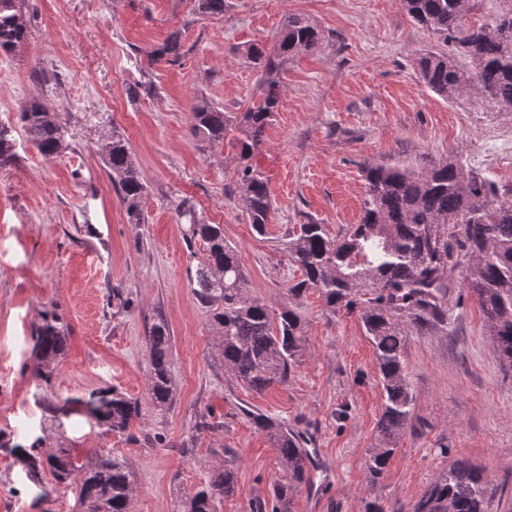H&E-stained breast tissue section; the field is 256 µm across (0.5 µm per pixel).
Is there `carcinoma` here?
Segmentation results:
<instances>
[{"label": "carcinoma", "mask_w": 512, "mask_h": 512, "mask_svg": "<svg viewBox=\"0 0 512 512\" xmlns=\"http://www.w3.org/2000/svg\"><path fill=\"white\" fill-rule=\"evenodd\" d=\"M462 0H401L413 21L454 43L455 54L429 50L417 59L424 87L451 99L470 84L478 93L512 108V7L490 20L468 25L461 16ZM226 0H193L198 17L224 14ZM28 36L26 0H0V53L12 54ZM323 34L307 19L291 14L270 48L251 45L247 57L263 68L259 101L244 112H226L203 101L192 112V133L200 144L217 145L231 138L240 157L249 159L263 142L270 117L279 111L281 85L277 67L317 50ZM183 54L181 33L174 31L148 52L149 61ZM28 139L44 157L61 152L62 121L33 97L20 109ZM15 158L7 129H0V168ZM105 167L112 171L127 223H146L142 200L146 192L139 164L129 142L112 135ZM465 167L450 159L430 168L411 164H367L363 168L365 199L359 223L333 239L321 224H301L288 243L291 259L303 279L288 287L297 299L315 290L332 312L357 308L376 356L384 392L383 411L375 445L367 449L369 481L384 474L399 440L409 428L415 395L405 370V350L411 327L448 328V293L456 270L462 286L475 294L486 318L492 342L505 367L512 370V201L503 200L496 185L464 176ZM250 224L263 233L272 211L267 179L244 164L236 181ZM186 221V238L200 242L202 258L192 279L198 302L207 309L215 346V361L224 374L260 393L288 382V376L308 355L304 326L296 308L270 306L249 296L244 271L234 246L224 239L221 224H208L192 207L178 206ZM69 336L56 314L42 318L36 329L39 364L34 373L47 381L65 355ZM150 365L146 398L157 412L168 410L175 397L171 372L170 329L154 322L146 336ZM87 412L106 431L124 433L143 419L137 400L112 389L91 394ZM255 428L275 453L281 479L271 504L253 512H292L294 498L310 481L311 454L304 435L283 420L254 414ZM35 474L49 464L56 484L78 485L83 512H131L133 478L126 462L101 454L91 466H77L68 450L42 461L24 460ZM236 489L233 460L213 468L194 493L181 497L178 512H216ZM500 485L492 475L464 462H453L428 490L405 511L487 512Z\"/></svg>", "instance_id": "1"}]
</instances>
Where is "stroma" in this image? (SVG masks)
I'll list each match as a JSON object with an SVG mask.
<instances>
[{"mask_svg": "<svg viewBox=\"0 0 512 512\" xmlns=\"http://www.w3.org/2000/svg\"><path fill=\"white\" fill-rule=\"evenodd\" d=\"M224 14L197 18L191 0H27L26 44L0 56V125L15 159L0 169V512H81L75 488L50 469L30 476L14 452L39 457L70 449L76 464L123 458L132 473V512H175L225 455L236 490L218 512H250L279 478L274 452L248 413L303 432L315 467L294 512H366L410 507L449 460L483 467L503 484L489 512H512V371L493 346L476 296L451 290L450 334L410 329L406 371L416 396L412 425L378 482L366 478L382 389L358 311H328L317 292L290 300L302 278L288 254L301 224L329 237L359 223L364 163L422 168L451 157L512 191V110L481 95L451 100L428 91L416 58L449 46L417 25L400 0H227ZM304 16L322 46L278 70L282 103L250 162L266 177L273 210L264 233L234 191L240 165L230 143L203 146L190 130L200 100L227 112L257 101L261 72L250 45H271L284 16ZM177 61L150 63L173 31ZM60 113L66 148L40 155L19 120L25 99ZM135 153L147 193V224H128L104 165L113 132ZM188 201L224 227L251 297L279 309L294 303L309 355L287 384L255 393L225 376L212 357L208 313L191 285L198 244L176 212ZM130 304L116 311L113 290ZM69 333L50 382L35 380L33 334L44 313ZM172 337L175 399L148 413L132 435L105 431L84 406L117 388L145 400L152 323ZM224 424L197 431L200 414Z\"/></svg>", "mask_w": 512, "mask_h": 512, "instance_id": "35a3bbf8", "label": "stroma"}]
</instances>
